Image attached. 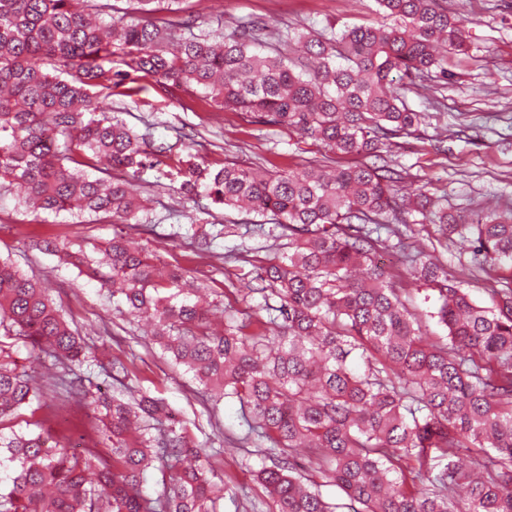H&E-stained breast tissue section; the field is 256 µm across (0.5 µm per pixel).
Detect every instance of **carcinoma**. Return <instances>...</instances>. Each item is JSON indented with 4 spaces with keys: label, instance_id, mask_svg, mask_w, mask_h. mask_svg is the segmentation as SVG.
I'll return each instance as SVG.
<instances>
[{
    "label": "carcinoma",
    "instance_id": "carcinoma-1",
    "mask_svg": "<svg viewBox=\"0 0 512 512\" xmlns=\"http://www.w3.org/2000/svg\"><path fill=\"white\" fill-rule=\"evenodd\" d=\"M167 1L170 6L158 7ZM0 0V179L24 187L35 212L73 208L124 224L105 247L45 250L121 298L147 321L162 350L210 397L246 410L245 437L269 443L276 461L257 478L274 512H335L319 486L297 473L295 452L315 457L349 512H512V281L485 292L483 307L437 258L411 274L437 294L433 340L405 304L377 255L401 236V213L440 224L469 243L474 270L512 268V210L462 217L425 193L398 195L402 173L380 146L413 133L421 113L393 88L422 86L449 53L466 50L461 22L439 0H375L382 21L328 33L273 30L255 17L225 34L190 32L177 0ZM98 15L112 17L102 26ZM119 58L122 70L112 68ZM204 91L255 122L293 127L331 151L371 163L260 172L237 162L191 165L182 183L212 203L270 215L288 254L260 268L267 317L227 318L212 328L210 304L161 271L135 241L147 210L134 189L172 146L147 140L101 107L100 93L131 73ZM28 358L52 371L63 400L101 415L99 438L79 451L49 431L0 432V512H217L235 493L217 478L207 448L192 445L165 404L128 398L88 374L127 371L87 350L45 284L0 258V424L41 406L44 386ZM360 359L363 366L352 367ZM170 471L148 490L154 464Z\"/></svg>",
    "mask_w": 512,
    "mask_h": 512
}]
</instances>
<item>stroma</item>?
<instances>
[{"instance_id":"35a3bbf8","label":"stroma","mask_w":512,"mask_h":512,"mask_svg":"<svg viewBox=\"0 0 512 512\" xmlns=\"http://www.w3.org/2000/svg\"><path fill=\"white\" fill-rule=\"evenodd\" d=\"M446 2L463 21L467 50L449 56V78H432L425 95L397 83L398 93L422 119L416 132L392 139L381 153L402 169L409 188L431 195L448 212L467 215L489 202L512 209V0ZM178 8L182 18L193 20L197 32L226 30L248 16L265 18L281 30L320 31L377 20L375 0H180ZM134 84L137 94L119 87L106 97L113 115L146 138H166L175 155L199 166L216 169L234 160L253 168L298 170L312 161H350L293 128L253 124L246 115L220 109L205 93H168L143 73L136 74ZM136 189L148 200L151 230L144 238L159 262L182 269L207 287L215 315L242 318L258 313L263 299L247 288L260 267L276 261L286 242L270 218L222 208L202 194L188 197L163 166L142 172ZM214 224L223 227V235L206 248L193 243L190 226L205 232ZM112 232V225L93 216L81 220L68 212L34 214L23 204L18 187L0 193V257L47 281L56 303L99 357L133 362L127 385L161 398L185 420L195 443L224 445L215 468L233 486L240 505L235 508L224 500L219 512H270V500L255 478L270 459L261 442L241 441L238 401L227 398L211 405L191 376L153 344L142 324L125 319L117 303L103 297L97 281L40 248L46 241L75 248L102 244ZM406 242L410 252L434 255L451 271L470 264L466 244L444 238L438 225H411ZM383 261L396 288L423 316L428 335H443L432 317V292L395 252L386 251ZM44 421L57 434L73 437L91 434L98 424L93 409L72 406L52 418L42 410L23 411L11 427L24 431Z\"/></svg>"}]
</instances>
